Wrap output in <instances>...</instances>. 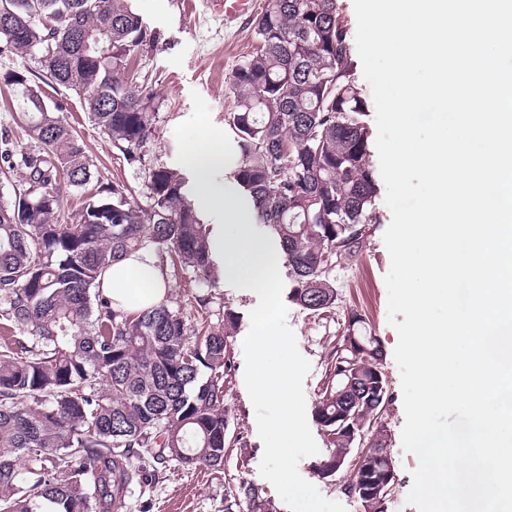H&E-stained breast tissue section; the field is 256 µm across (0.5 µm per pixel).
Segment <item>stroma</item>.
<instances>
[{
  "instance_id": "stroma-1",
  "label": "stroma",
  "mask_w": 512,
  "mask_h": 512,
  "mask_svg": "<svg viewBox=\"0 0 512 512\" xmlns=\"http://www.w3.org/2000/svg\"><path fill=\"white\" fill-rule=\"evenodd\" d=\"M132 7L148 28L159 30L164 42L159 50L138 56L135 65L152 82L157 95L156 139L150 149L152 163L176 167L177 143L174 129L192 113V93H199L210 108L212 122L226 128L232 100L227 80L233 68L254 48L249 20L224 25L204 0H132ZM49 102L57 104L76 129L100 174L108 180L125 183L136 193L145 190V172L129 166L111 140L90 121L80 98L72 92L45 88ZM380 222L373 225L358 263L335 270L339 291L335 311L321 315L287 303L286 323L293 331L300 353L311 370L304 380L307 407H314L324 381L327 344L346 330L350 309L367 319L382 351L391 399L384 413L390 454L395 466L396 484L388 512H417L407 504L411 470L419 460L404 452L401 431L405 420L401 376L394 360L398 334L388 322V292L385 276L390 255L383 235L391 222L384 195H377ZM218 304L230 308L237 317L236 334L230 340L231 374L227 386V407L232 434L243 436L245 450H232L218 469L184 470L169 465L150 475L147 492H133L128 512H224V498L230 487L247 480L259 487L274 503L277 512H289L275 487L259 473L264 445L257 431L253 405L244 373L243 341L251 328L249 312L258 303L257 295L228 285L214 290Z\"/></svg>"
}]
</instances>
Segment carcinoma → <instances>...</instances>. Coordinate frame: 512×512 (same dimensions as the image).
<instances>
[{
	"label": "carcinoma",
	"instance_id": "cac0c4a2",
	"mask_svg": "<svg viewBox=\"0 0 512 512\" xmlns=\"http://www.w3.org/2000/svg\"><path fill=\"white\" fill-rule=\"evenodd\" d=\"M23 32L7 38L9 30ZM91 35L84 55L80 34ZM254 51L228 80L229 129L238 148L233 177L257 204L256 221L279 238L291 269L292 300L318 315L336 308L332 276L356 262L379 222L377 183L347 17L338 0H264L252 20ZM131 0H0V55L37 53L0 79L17 93L22 137L0 134V174L21 173L0 203V512H127L146 472L175 462L220 468L226 455L229 338L237 326L222 307L207 328L195 313L214 303L200 291L188 308L166 296L138 312L113 306L100 279L118 258L148 249L165 282L186 271L208 286L222 278L209 233L177 169L153 165L156 96L132 68L158 48ZM83 97L94 123L130 166L147 170L140 202L104 180L83 140L60 112L31 110L42 85ZM94 194L69 208L59 185ZM376 339L362 335L342 385L324 383L314 417L326 437L316 469L336 481L351 455L336 415L356 399L370 427L390 388L377 369ZM338 483L362 512H387L388 434ZM276 512L242 480L224 512Z\"/></svg>",
	"mask_w": 512,
	"mask_h": 512
}]
</instances>
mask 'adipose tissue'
Returning <instances> with one entry per match:
<instances>
[{"label":"adipose tissue","instance_id":"ef3b65f1","mask_svg":"<svg viewBox=\"0 0 512 512\" xmlns=\"http://www.w3.org/2000/svg\"><path fill=\"white\" fill-rule=\"evenodd\" d=\"M104 294L120 309L137 311L159 303L167 290L149 251L141 250L114 262L101 279Z\"/></svg>","mask_w":512,"mask_h":512}]
</instances>
